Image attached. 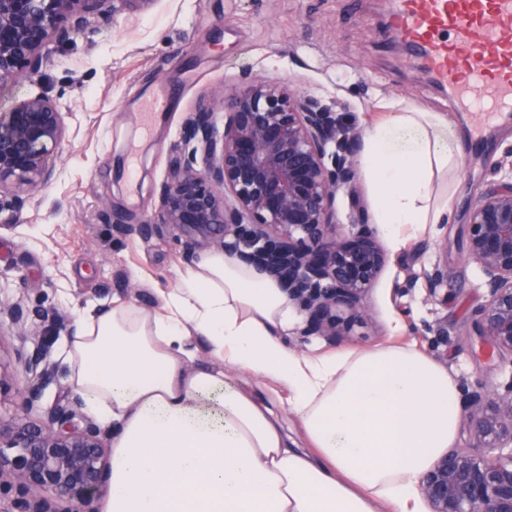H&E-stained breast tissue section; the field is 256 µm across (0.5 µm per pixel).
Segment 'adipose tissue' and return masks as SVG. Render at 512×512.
<instances>
[{
	"label": "adipose tissue",
	"instance_id": "obj_1",
	"mask_svg": "<svg viewBox=\"0 0 512 512\" xmlns=\"http://www.w3.org/2000/svg\"><path fill=\"white\" fill-rule=\"evenodd\" d=\"M362 139L389 249L407 227L453 221L446 117L399 105ZM295 319L275 281L221 250L181 274L162 312L77 311L60 358L112 436L101 512H424L420 477L457 437L456 377L407 345L297 352L282 338ZM201 340L220 367H194ZM244 374L287 389L311 450L287 446Z\"/></svg>",
	"mask_w": 512,
	"mask_h": 512
}]
</instances>
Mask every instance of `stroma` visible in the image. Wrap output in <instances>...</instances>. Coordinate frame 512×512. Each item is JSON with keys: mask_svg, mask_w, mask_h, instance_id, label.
Instances as JSON below:
<instances>
[{"mask_svg": "<svg viewBox=\"0 0 512 512\" xmlns=\"http://www.w3.org/2000/svg\"><path fill=\"white\" fill-rule=\"evenodd\" d=\"M248 78L277 79L320 99L359 134L388 117V101L444 114L462 149L449 182L461 215L493 184L512 147V112L479 124L393 38L391 0H152L53 50L40 77L15 86L20 98L53 97L67 114L68 140L57 179L0 229V298L69 314L116 299L161 311L162 290L191 258L172 234L146 238L138 229L155 215L189 113L206 108L222 123L221 90ZM160 94L165 111L144 121ZM405 236L372 290L370 321L338 344L293 325L288 344L308 353L411 344L457 380L501 390L512 380V355L491 353L474 334L485 290L479 268L461 259V224ZM436 270L448 280L444 304L428 291Z\"/></svg>", "mask_w": 512, "mask_h": 512, "instance_id": "stroma-1", "label": "stroma"}]
</instances>
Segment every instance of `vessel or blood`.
I'll return each instance as SVG.
<instances>
[{
	"instance_id": "vessel-or-blood-1",
	"label": "vessel or blood",
	"mask_w": 512,
	"mask_h": 512,
	"mask_svg": "<svg viewBox=\"0 0 512 512\" xmlns=\"http://www.w3.org/2000/svg\"><path fill=\"white\" fill-rule=\"evenodd\" d=\"M395 35L453 103L482 118L512 112V0H393Z\"/></svg>"
}]
</instances>
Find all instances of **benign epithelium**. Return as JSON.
I'll list each match as a JSON object with an SVG mask.
<instances>
[{"label":"benign epithelium","instance_id":"7a95c632","mask_svg":"<svg viewBox=\"0 0 512 512\" xmlns=\"http://www.w3.org/2000/svg\"><path fill=\"white\" fill-rule=\"evenodd\" d=\"M153 0H0V97L63 48L109 24L117 13ZM68 136L65 113L45 93L0 107V212L21 207L57 177ZM184 149L161 184L159 211L146 235L173 231L189 250L224 249L276 281L307 314L304 335L338 338L345 320L369 315L367 298L387 254L361 211L356 231L336 223V194H355L357 134L316 98L274 79L233 89L223 127L200 109L184 123ZM504 174L465 214V257L484 275V304L473 329L491 348L512 354V148ZM429 292L448 303L436 271ZM0 326L28 337L16 363L31 375L27 406L0 421V479L18 492L13 512H98L110 471L106 439L89 423H71L76 401L39 408L40 381L54 372L48 333H70L57 308L0 300ZM464 420L473 440L450 448L421 477L428 512H512V379L486 394L464 387ZM510 452L503 453L501 449Z\"/></svg>","mask_w":512,"mask_h":512}]
</instances>
